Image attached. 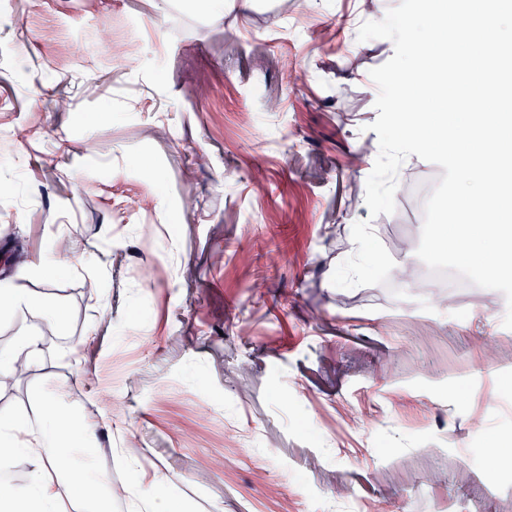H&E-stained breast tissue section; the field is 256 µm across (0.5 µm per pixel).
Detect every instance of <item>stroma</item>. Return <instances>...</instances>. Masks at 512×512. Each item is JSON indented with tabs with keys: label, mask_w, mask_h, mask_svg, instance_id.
<instances>
[{
	"label": "stroma",
	"mask_w": 512,
	"mask_h": 512,
	"mask_svg": "<svg viewBox=\"0 0 512 512\" xmlns=\"http://www.w3.org/2000/svg\"><path fill=\"white\" fill-rule=\"evenodd\" d=\"M360 7L0 0V270L73 247L15 282L59 319L13 406L71 374L105 476L160 473L177 512H512L503 294L348 278L422 230L351 193L394 53L338 30Z\"/></svg>",
	"instance_id": "1"
}]
</instances>
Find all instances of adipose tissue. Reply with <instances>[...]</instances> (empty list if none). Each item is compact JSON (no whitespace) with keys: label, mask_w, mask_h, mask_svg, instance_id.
<instances>
[{"label":"adipose tissue","mask_w":512,"mask_h":512,"mask_svg":"<svg viewBox=\"0 0 512 512\" xmlns=\"http://www.w3.org/2000/svg\"><path fill=\"white\" fill-rule=\"evenodd\" d=\"M0 311L39 313L53 320L56 311L42 295L16 288L0 278ZM36 370L45 365L42 337L24 333L0 346V380L18 382V363ZM70 379L54 377L39 394L36 424L24 423L9 405L0 406V512H111L112 484L101 472L93 446L97 430L110 429L101 412H77L68 398ZM69 457L70 469L59 466ZM29 466L25 481L13 479L15 458ZM163 477L138 476L128 489L138 512H173Z\"/></svg>","instance_id":"obj_1"}]
</instances>
